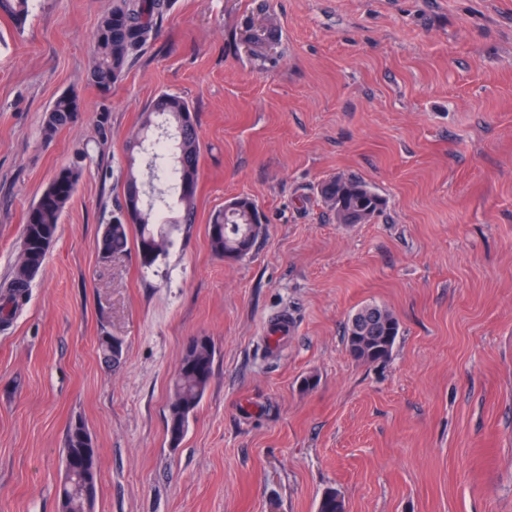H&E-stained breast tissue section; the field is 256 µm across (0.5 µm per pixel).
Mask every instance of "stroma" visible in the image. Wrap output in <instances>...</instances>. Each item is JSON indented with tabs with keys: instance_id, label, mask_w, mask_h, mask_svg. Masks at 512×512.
Wrapping results in <instances>:
<instances>
[{
	"instance_id": "35a3bbf8",
	"label": "stroma",
	"mask_w": 512,
	"mask_h": 512,
	"mask_svg": "<svg viewBox=\"0 0 512 512\" xmlns=\"http://www.w3.org/2000/svg\"><path fill=\"white\" fill-rule=\"evenodd\" d=\"M111 8L33 0L21 31L0 15V282L32 205L82 167L0 324V512H59L76 420L99 450L93 512H316L329 488L346 512H512V0H170L105 93L86 74ZM73 91L79 121L44 141ZM162 92L197 118V214L146 269L97 241L128 166L167 185L126 152ZM339 175L384 199L370 223L321 202ZM241 196L268 231L227 261L208 226ZM371 302L400 323L380 364L343 336ZM196 336L213 370L174 447L167 405ZM81 115V101L77 93L64 94L47 110L42 126L45 141H50L58 131L75 124ZM91 433L83 421L72 422L68 428L62 449V467H69L71 458L81 454L84 448H94Z\"/></svg>"
}]
</instances>
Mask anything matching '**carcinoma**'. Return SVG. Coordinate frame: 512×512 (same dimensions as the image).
I'll return each mask as SVG.
<instances>
[{
  "label": "carcinoma",
  "instance_id": "obj_1",
  "mask_svg": "<svg viewBox=\"0 0 512 512\" xmlns=\"http://www.w3.org/2000/svg\"><path fill=\"white\" fill-rule=\"evenodd\" d=\"M32 0H0V11L8 14L17 29H22ZM169 6L168 0H113L112 11L99 22L98 41L86 82L102 92L112 89L121 79L129 61L159 35L161 22ZM81 115L77 93L64 94L47 110L42 126L43 138L50 141L58 131L75 124ZM138 129L150 137L146 146L150 167L158 169L166 163L173 171L180 202V214L165 221L155 211V203L143 209L141 221L128 222L123 213L128 207L129 191L138 187L139 176L128 167L124 183V202L112 219L104 225L98 240L104 258L127 250L130 234H135L136 247L147 238L159 239L158 255L169 245L168 227H191L195 223L196 187L201 146L197 123L186 100L175 94L156 95L140 112ZM80 168L60 170L43 191L49 201L33 212L24 225L20 258L11 277L0 284V322L8 321L28 298L29 288L42 270L47 254L56 238L63 211L76 191ZM318 192L338 224H364L375 218L384 207L379 194L364 180L355 176L331 178L322 182ZM231 212L216 213L208 234L212 252L223 259L237 260L247 256L265 227L257 206L248 197L237 198ZM400 333L397 317L386 307L377 306L345 328L346 349L351 357L368 363H383L391 356ZM215 348L208 336H196L186 346L176 370L172 396L168 404L167 433L172 446L182 441L190 418L197 412L209 384ZM94 447L91 433L81 420L70 424L62 449V466L83 449ZM98 475L86 480L78 470H71L60 483V508L64 512H86L97 494ZM345 503L334 489L326 490L317 512H344Z\"/></svg>",
  "mask_w": 512,
  "mask_h": 512
}]
</instances>
